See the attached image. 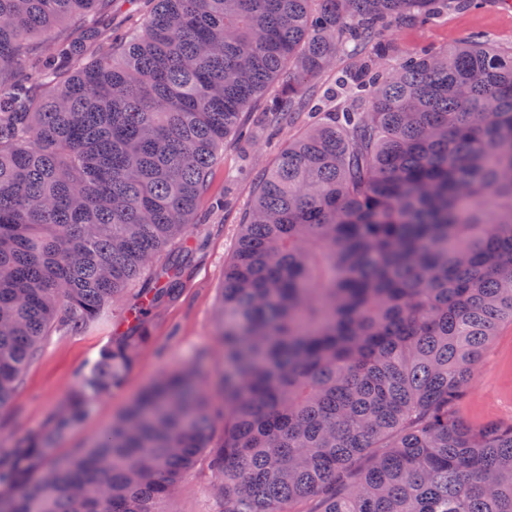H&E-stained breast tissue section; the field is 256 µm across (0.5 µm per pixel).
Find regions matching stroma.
Here are the masks:
<instances>
[{
    "label": "stroma",
    "mask_w": 512,
    "mask_h": 512,
    "mask_svg": "<svg viewBox=\"0 0 512 512\" xmlns=\"http://www.w3.org/2000/svg\"><path fill=\"white\" fill-rule=\"evenodd\" d=\"M476 32L484 33L502 52H512V0H486L481 9L452 12L445 21L419 27L399 17L387 36L401 51L413 53L455 44ZM245 119V135L225 140L210 196L198 206L205 223L195 225L183 240L192 253V268L181 296L158 306L149 324L152 341L138 363L118 390L99 397L85 419L59 438L61 454L90 447L97 434L111 426L160 373L197 367L201 387L216 392L224 373L217 323L224 266L236 251L239 220L251 203L255 173L270 169L289 138L301 130L296 123L270 132L256 107ZM121 312V307H114L111 316L84 332L58 330L43 340L23 371L11 404L0 409V441L24 435L44 422L76 384L79 370L97 358L112 336L124 331ZM454 412L471 426L512 424V325L500 328ZM213 482L209 458L200 456L181 484L177 512H216Z\"/></svg>",
    "instance_id": "stroma-1"
}]
</instances>
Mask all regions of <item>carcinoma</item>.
I'll list each match as a JSON object with an SVG mask.
<instances>
[{
	"mask_svg": "<svg viewBox=\"0 0 512 512\" xmlns=\"http://www.w3.org/2000/svg\"><path fill=\"white\" fill-rule=\"evenodd\" d=\"M482 5L154 0L114 36L112 0H0V409L54 329L83 332L140 285L129 331L0 443V512H174L204 451L219 512H512V424L453 412L512 324V56L479 34L414 56L382 36L396 15ZM260 97L269 125L316 120L256 180L224 265L220 405L188 368L55 458L137 364Z\"/></svg>",
	"mask_w": 512,
	"mask_h": 512,
	"instance_id": "carcinoma-1",
	"label": "carcinoma"
}]
</instances>
